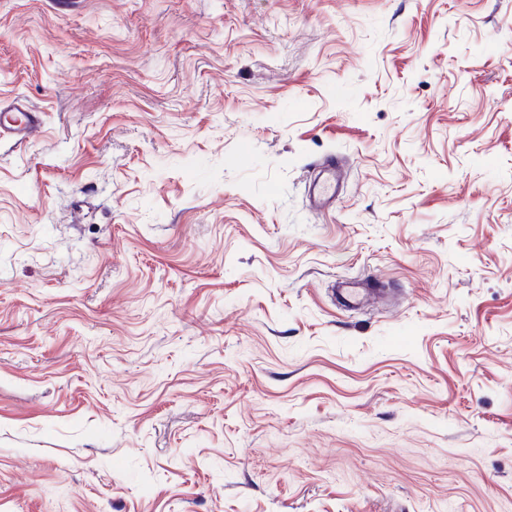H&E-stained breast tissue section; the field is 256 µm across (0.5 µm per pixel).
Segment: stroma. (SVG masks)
<instances>
[{
    "label": "stroma",
    "instance_id": "obj_1",
    "mask_svg": "<svg viewBox=\"0 0 512 512\" xmlns=\"http://www.w3.org/2000/svg\"><path fill=\"white\" fill-rule=\"evenodd\" d=\"M18 96L0 512H512V0H0ZM0 141L13 140L22 143L31 138L42 127V116L28 106L24 100L15 98L0 105ZM339 289V295L345 305L351 309H359L365 305H378L383 298V290L370 281L345 282Z\"/></svg>",
    "mask_w": 512,
    "mask_h": 512
}]
</instances>
